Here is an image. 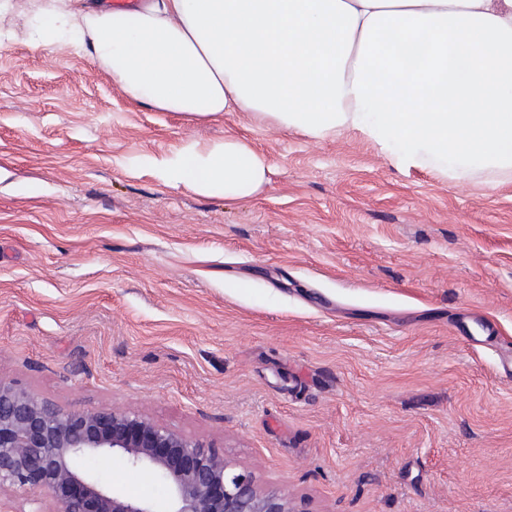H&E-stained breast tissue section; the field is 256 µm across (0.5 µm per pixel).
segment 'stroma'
<instances>
[{
    "instance_id": "stroma-1",
    "label": "stroma",
    "mask_w": 512,
    "mask_h": 512,
    "mask_svg": "<svg viewBox=\"0 0 512 512\" xmlns=\"http://www.w3.org/2000/svg\"><path fill=\"white\" fill-rule=\"evenodd\" d=\"M227 136L273 166L254 197L144 163ZM509 356L511 179L194 121L68 48L0 51V378L202 436L314 512H512Z\"/></svg>"
}]
</instances>
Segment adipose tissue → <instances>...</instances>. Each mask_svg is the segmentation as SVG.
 <instances>
[{
  "label": "adipose tissue",
  "mask_w": 512,
  "mask_h": 512,
  "mask_svg": "<svg viewBox=\"0 0 512 512\" xmlns=\"http://www.w3.org/2000/svg\"><path fill=\"white\" fill-rule=\"evenodd\" d=\"M29 15L31 49L89 56L158 111L250 112L315 139L352 129L402 167L512 175V0H29ZM148 165L228 202L272 170L237 137L189 138Z\"/></svg>",
  "instance_id": "obj_1"
}]
</instances>
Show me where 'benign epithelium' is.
Returning <instances> with one entry per match:
<instances>
[{
  "mask_svg": "<svg viewBox=\"0 0 512 512\" xmlns=\"http://www.w3.org/2000/svg\"><path fill=\"white\" fill-rule=\"evenodd\" d=\"M158 475L161 500L118 493L83 470L86 453ZM20 490L31 512H313L308 496L270 489L211 442L131 409L66 411L0 378V492Z\"/></svg>",
  "mask_w": 512,
  "mask_h": 512,
  "instance_id": "benign-epithelium-1",
  "label": "benign epithelium"
}]
</instances>
